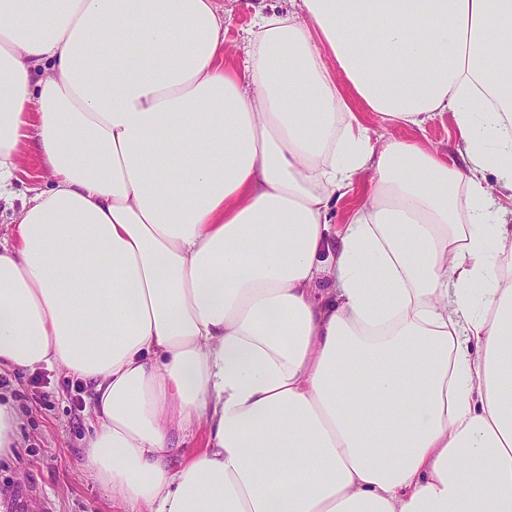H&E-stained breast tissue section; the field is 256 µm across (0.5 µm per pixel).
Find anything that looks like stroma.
<instances>
[{"instance_id":"35a3bbf8","label":"stroma","mask_w":512,"mask_h":512,"mask_svg":"<svg viewBox=\"0 0 512 512\" xmlns=\"http://www.w3.org/2000/svg\"><path fill=\"white\" fill-rule=\"evenodd\" d=\"M230 22L224 43L243 56L244 32L254 18L257 0H221ZM37 159L23 164L13 184L12 207L0 202V243L11 239L12 221L25 198L46 185ZM90 391H77L76 377L61 365L33 372H0V399L11 402L19 419L17 446L0 458V507L12 487L33 482L38 491L30 512H116L112 497L84 466V445L91 417Z\"/></svg>"}]
</instances>
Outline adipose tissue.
Segmentation results:
<instances>
[{"mask_svg":"<svg viewBox=\"0 0 512 512\" xmlns=\"http://www.w3.org/2000/svg\"><path fill=\"white\" fill-rule=\"evenodd\" d=\"M224 23L0 0V200L25 149L49 177L0 245V369L85 381L120 512H512V0L262 5L236 66ZM427 136L428 144L433 149L438 150L439 154L451 155L456 161L459 159L456 158L458 132L448 114L437 117L430 122L427 127Z\"/></svg>","mask_w":512,"mask_h":512,"instance_id":"obj_1","label":"adipose tissue"}]
</instances>
